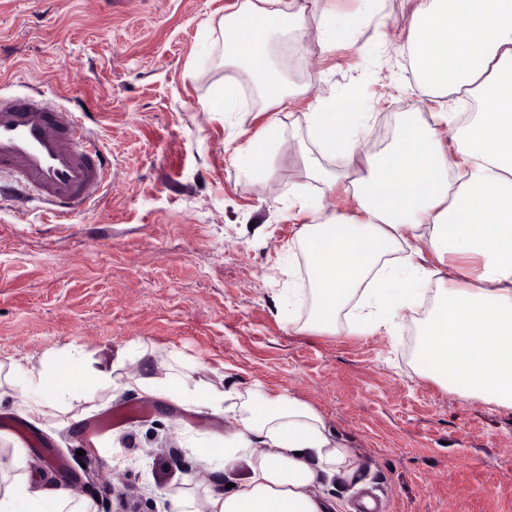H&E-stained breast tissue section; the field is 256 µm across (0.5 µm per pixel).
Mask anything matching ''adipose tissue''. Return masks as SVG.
<instances>
[{
	"instance_id": "1",
	"label": "adipose tissue",
	"mask_w": 512,
	"mask_h": 512,
	"mask_svg": "<svg viewBox=\"0 0 512 512\" xmlns=\"http://www.w3.org/2000/svg\"><path fill=\"white\" fill-rule=\"evenodd\" d=\"M377 37L406 53L417 86L435 95L480 94V109L456 152L441 129L456 130V112L410 113L380 153L365 149L372 113L317 99L304 133L283 134L273 113L288 98L319 91L321 76L287 82L271 61L273 27L328 52L342 26L336 0H239L224 18L220 57L233 76L224 83L232 107L242 86L269 113L266 138L248 150V172L263 170L269 146L301 157L321 186L296 201L310 215L298 237L306 260L310 308L304 328L342 334L396 335L406 318L425 314L416 356L421 374L458 386L461 396L512 408V0H406L409 32L391 24L383 0H360ZM322 22L311 26L308 16ZM345 195L349 209L336 208ZM125 361L98 357L49 360L40 367L0 363V388L15 392L35 418L69 398L112 386ZM123 389L224 416L223 433L194 437L200 457L225 472L247 464V480L201 497L167 491L177 512H327L323 488L356 481L351 441L310 403L273 396L260 383L189 381L186 374L144 362ZM0 512H89L73 492L33 488L22 449L0 486Z\"/></svg>"
}]
</instances>
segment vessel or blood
Listing matches in <instances>:
<instances>
[{"label": "vessel or blood", "instance_id": "b4317fda", "mask_svg": "<svg viewBox=\"0 0 512 512\" xmlns=\"http://www.w3.org/2000/svg\"><path fill=\"white\" fill-rule=\"evenodd\" d=\"M51 202L58 218L89 210L112 185L97 140L81 117L43 95H0V169Z\"/></svg>", "mask_w": 512, "mask_h": 512}]
</instances>
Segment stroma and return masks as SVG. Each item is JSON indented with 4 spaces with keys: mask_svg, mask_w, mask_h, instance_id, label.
<instances>
[{
    "mask_svg": "<svg viewBox=\"0 0 512 512\" xmlns=\"http://www.w3.org/2000/svg\"><path fill=\"white\" fill-rule=\"evenodd\" d=\"M235 2L0 0V93L82 106L112 165L111 192L67 223L0 175L11 189L0 199V362L144 349L195 380L229 369L311 403L351 438L360 475L329 488L335 512H356L366 493L382 512H512V410L420 376L417 326L393 338L289 326L283 301L305 261L288 250L308 221L289 201L317 184L277 148L263 179L245 170L267 116L221 111L228 72L213 33ZM358 7L339 0L351 33L318 59L326 95L380 113L459 111L417 88ZM136 399L101 389L38 419L0 390V459L21 445L34 480L69 488L90 512H175L163 489L203 494L187 476L218 491L247 478L244 465L211 471L185 444L223 432V417L158 399L87 446L98 420Z\"/></svg>",
    "mask_w": 512,
    "mask_h": 512,
    "instance_id": "stroma-1",
    "label": "stroma"
}]
</instances>
